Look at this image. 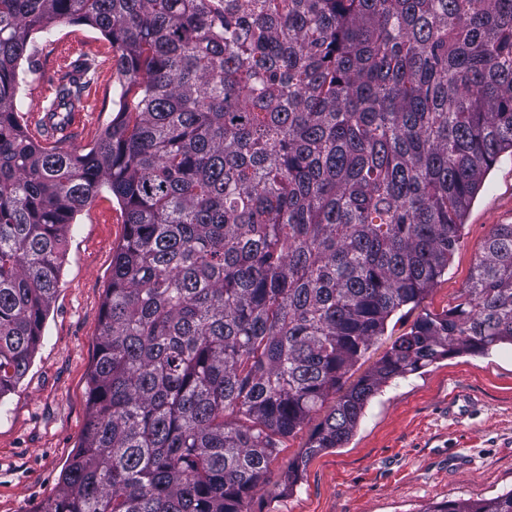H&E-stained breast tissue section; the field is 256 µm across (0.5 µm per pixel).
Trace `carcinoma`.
<instances>
[{"label": "carcinoma", "instance_id": "carcinoma-1", "mask_svg": "<svg viewBox=\"0 0 512 512\" xmlns=\"http://www.w3.org/2000/svg\"><path fill=\"white\" fill-rule=\"evenodd\" d=\"M67 21L115 53L118 110L60 143L95 62L58 79L46 147L17 109L31 35ZM512 153V0H0V399L28 372L74 215L106 188L112 257L88 412L40 512H247L352 436L395 378L512 344V224L470 282L344 378L448 271ZM424 512H512V490Z\"/></svg>", "mask_w": 512, "mask_h": 512}]
</instances>
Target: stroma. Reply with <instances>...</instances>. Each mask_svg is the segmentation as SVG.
<instances>
[{"instance_id": "obj_1", "label": "stroma", "mask_w": 512, "mask_h": 512, "mask_svg": "<svg viewBox=\"0 0 512 512\" xmlns=\"http://www.w3.org/2000/svg\"><path fill=\"white\" fill-rule=\"evenodd\" d=\"M35 71L18 93L35 113L67 64L92 57L96 74L83 95L85 123L71 142L92 145L115 116L112 46L97 29L61 24L34 33ZM512 224V155L489 171L464 218L461 241L425 310L448 306L467 284L494 225ZM125 233L110 192L70 226L60 288L41 343L16 390L0 399V512H38L80 444L88 376L100 333V307L112 256ZM474 400L463 418L448 415L457 392ZM512 490V346L484 355L452 354L384 386L367 403L347 443L314 457L293 492L257 491L248 512H424L441 502L491 498Z\"/></svg>"}]
</instances>
